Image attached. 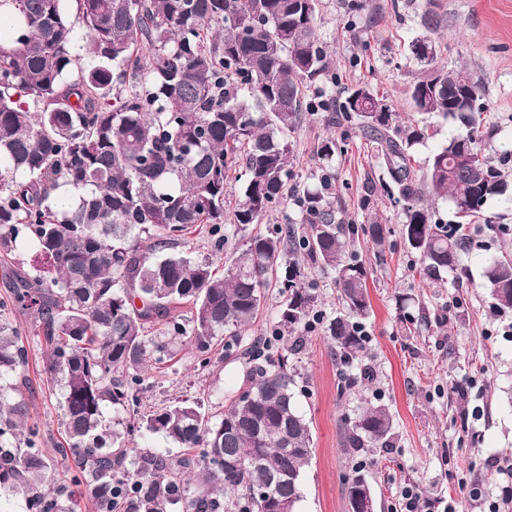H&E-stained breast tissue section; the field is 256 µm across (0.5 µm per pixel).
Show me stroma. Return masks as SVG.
I'll list each match as a JSON object with an SVG mask.
<instances>
[{"label": "stroma", "instance_id": "35a3bbf8", "mask_svg": "<svg viewBox=\"0 0 512 512\" xmlns=\"http://www.w3.org/2000/svg\"><path fill=\"white\" fill-rule=\"evenodd\" d=\"M347 3L318 2L316 33L331 71L309 82L308 97L368 85L402 121H418L408 90L427 69L411 57L409 46L430 40L438 68H462L478 81L487 106L484 152L512 182V0H364L356 15ZM429 13L439 20L436 28L423 23ZM330 136L339 148L328 163L318 149ZM292 140L300 185H319L331 174L327 195L338 219L385 227L383 245L361 236L351 249L367 270L371 301L361 321L370 338L363 357L344 361L326 337L329 321L342 310L335 273L314 268L309 274L321 319L305 334L299 353L288 358L313 446L298 512H346L343 482L356 463L369 477L377 512H397L406 487L418 492L423 512H444L450 505L456 512H512V474L502 469L503 461H512V311L496 309L482 277L485 258L512 260V196L491 200L488 223L468 229L460 272L431 281L401 236L400 205L379 187L382 170L370 139L356 125L340 127L316 112L306 114ZM243 240L228 226L223 245L197 231L184 249L221 264ZM280 302L276 289H269L254 324L230 348H217L209 365H200L190 346L171 341L170 361L145 376L146 406L189 399L222 413L239 393L252 351L270 336ZM0 316L24 336L29 365L19 390L40 446L51 453L54 471L71 474L69 462L53 453L63 436L60 386L44 371L46 348L33 336L30 316L12 306L1 281ZM455 383L466 386V393L449 394ZM376 400L393 414L394 444L354 454L345 433Z\"/></svg>", "mask_w": 512, "mask_h": 512}]
</instances>
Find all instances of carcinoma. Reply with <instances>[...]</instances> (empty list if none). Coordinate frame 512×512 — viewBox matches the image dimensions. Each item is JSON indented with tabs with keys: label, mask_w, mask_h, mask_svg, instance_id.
<instances>
[{
	"label": "carcinoma",
	"mask_w": 512,
	"mask_h": 512,
	"mask_svg": "<svg viewBox=\"0 0 512 512\" xmlns=\"http://www.w3.org/2000/svg\"><path fill=\"white\" fill-rule=\"evenodd\" d=\"M0 0L16 16L0 30V250L22 244L46 258L34 274L12 267V304L32 315L47 348L45 371L61 389L65 445L96 512H296L312 461V436L299 412L285 357H256L242 394L220 415L184 400L148 410L144 373L167 344L148 336L171 305L189 308L167 335L184 338L201 362L224 335L249 326L275 288L283 297L273 334L301 347L318 303L309 266L336 273L343 313L326 331L348 361L366 351L360 319L370 312L367 274L347 258L358 233L380 246L381 224H342L323 188L299 192L301 232L288 224L250 232L295 179L292 133L309 111L333 124L359 120L379 146L382 190L401 205V233L431 280L459 268L466 224L508 191L482 148L480 85L463 69L433 67L424 39L412 57L430 74L412 85L410 109L450 119L456 132L411 164L429 125L402 126L370 86L307 102V82L329 66L315 34L317 0ZM147 48V53L140 50ZM134 68L128 72V68ZM134 76L139 88L113 90ZM240 172L230 200V174ZM80 191L68 210L59 190ZM450 201L445 224L426 198ZM247 232L217 272L212 260L173 251L198 230L220 238L224 224ZM483 278L499 310L512 311V261L489 257ZM28 364L21 332L0 321V500L23 512H76L37 445L30 412L13 399ZM129 429L159 434L187 450L172 462L126 448L105 410ZM393 416L369 404L346 434L347 447L388 448ZM196 448L201 454H193ZM348 501L370 491L364 468L345 480Z\"/></svg>",
	"instance_id": "carcinoma-1"
}]
</instances>
